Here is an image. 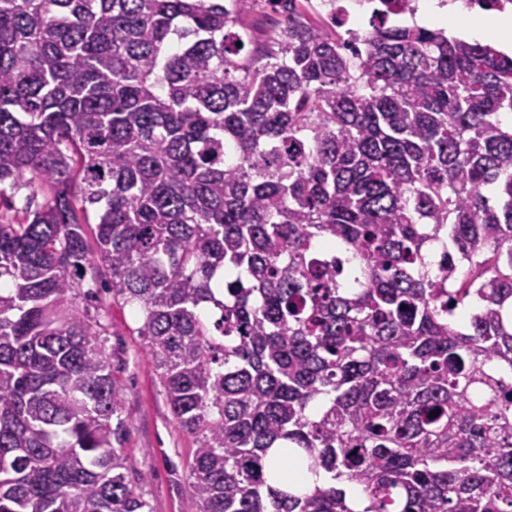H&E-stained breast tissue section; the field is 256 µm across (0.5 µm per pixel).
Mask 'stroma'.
<instances>
[{"mask_svg": "<svg viewBox=\"0 0 512 512\" xmlns=\"http://www.w3.org/2000/svg\"><path fill=\"white\" fill-rule=\"evenodd\" d=\"M94 293L78 305L100 313L117 328L108 336L106 349L121 389L127 480L151 512H199L189 480L195 438L175 421L145 343L133 330L129 308L113 303L111 291L98 287Z\"/></svg>", "mask_w": 512, "mask_h": 512, "instance_id": "1", "label": "stroma"}]
</instances>
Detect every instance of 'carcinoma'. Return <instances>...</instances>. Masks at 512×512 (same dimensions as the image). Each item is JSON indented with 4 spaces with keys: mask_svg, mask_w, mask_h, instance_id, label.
Returning <instances> with one entry per match:
<instances>
[{
    "mask_svg": "<svg viewBox=\"0 0 512 512\" xmlns=\"http://www.w3.org/2000/svg\"><path fill=\"white\" fill-rule=\"evenodd\" d=\"M224 2L0 0V512H150L85 281L137 315L200 512H512V55L382 16L356 46L311 0L246 55Z\"/></svg>",
    "mask_w": 512,
    "mask_h": 512,
    "instance_id": "obj_1",
    "label": "carcinoma"
}]
</instances>
